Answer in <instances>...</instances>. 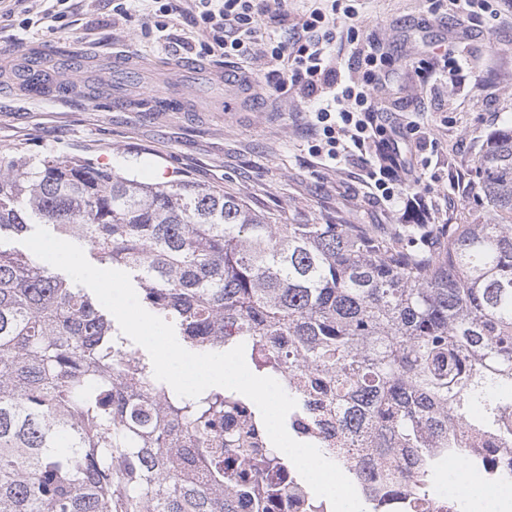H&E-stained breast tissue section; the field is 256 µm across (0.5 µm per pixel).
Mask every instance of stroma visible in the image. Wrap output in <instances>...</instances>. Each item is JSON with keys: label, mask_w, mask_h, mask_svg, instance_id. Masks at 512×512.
<instances>
[{"label": "stroma", "mask_w": 512, "mask_h": 512, "mask_svg": "<svg viewBox=\"0 0 512 512\" xmlns=\"http://www.w3.org/2000/svg\"><path fill=\"white\" fill-rule=\"evenodd\" d=\"M172 3L160 34L155 14H118L114 0H67L57 31L39 21L53 0H0V159L80 155L146 183L191 178L278 224H368L406 241L422 224L437 233L468 221L474 161L492 132L512 125V0H495L493 13L478 19L431 13L427 0H353L354 21H338V69L347 68L346 30L355 24L363 44H376L393 64L392 80L375 92L386 126L417 123L427 143L407 153L424 200L411 212L379 203L357 154L323 165L311 151L305 99L268 81L263 38L291 41L321 0H288L287 12L262 24L247 58L201 57L193 0ZM433 47L470 60L469 85L451 89L419 73V58ZM35 50L84 57L93 67L71 72L67 91L36 95L7 69ZM200 59L233 69L244 86L207 83L190 69Z\"/></svg>", "instance_id": "obj_1"}]
</instances>
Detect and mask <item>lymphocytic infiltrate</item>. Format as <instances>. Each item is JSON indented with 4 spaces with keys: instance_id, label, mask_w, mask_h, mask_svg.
<instances>
[{
    "instance_id": "obj_1",
    "label": "lymphocytic infiltrate",
    "mask_w": 512,
    "mask_h": 512,
    "mask_svg": "<svg viewBox=\"0 0 512 512\" xmlns=\"http://www.w3.org/2000/svg\"><path fill=\"white\" fill-rule=\"evenodd\" d=\"M287 4L288 0H195L198 13L194 22L209 37L204 53L249 56L263 20L282 13ZM337 15L320 8L311 10L301 20L308 39L292 43L267 40L264 54L271 63L286 64L292 75L288 81L276 78L275 89H284L290 82L316 100L314 115L320 130L316 154L335 162L351 148L373 143L370 178L380 200L392 204L397 190L413 185L415 169L401 150L407 140L404 131L387 129L376 115L373 93L389 81L391 71L383 56L359 47V31L352 24L355 10L348 5L341 15L351 21L347 39L357 46V68L354 74L338 78L331 56Z\"/></svg>"
}]
</instances>
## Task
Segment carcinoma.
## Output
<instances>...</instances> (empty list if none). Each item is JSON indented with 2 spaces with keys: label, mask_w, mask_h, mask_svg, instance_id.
Here are the masks:
<instances>
[{
  "label": "carcinoma",
  "mask_w": 512,
  "mask_h": 512,
  "mask_svg": "<svg viewBox=\"0 0 512 512\" xmlns=\"http://www.w3.org/2000/svg\"><path fill=\"white\" fill-rule=\"evenodd\" d=\"M476 217L438 247L366 224H273L190 179L149 184L76 156L0 168V238L33 224L129 269L188 350L245 345L305 412L326 403L372 464L421 496L448 450L512 435V126L475 162ZM241 396L180 397L108 314L38 257L0 247V512H266L278 492L221 438ZM212 449L209 474L191 448Z\"/></svg>",
  "instance_id": "carcinoma-1"
}]
</instances>
